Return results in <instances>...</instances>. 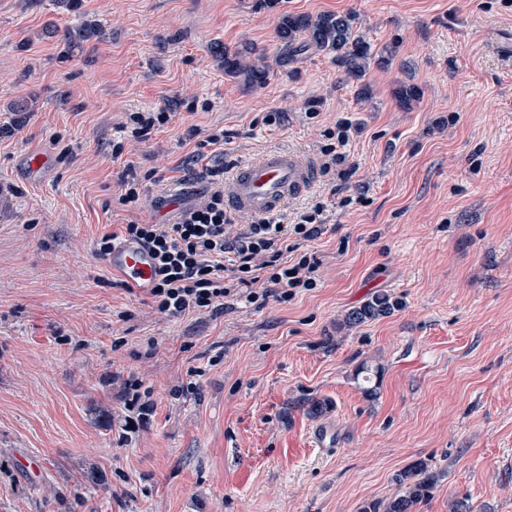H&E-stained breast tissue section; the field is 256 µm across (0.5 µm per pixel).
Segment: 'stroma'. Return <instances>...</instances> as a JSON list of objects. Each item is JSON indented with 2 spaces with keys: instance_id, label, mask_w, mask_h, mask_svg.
Returning a JSON list of instances; mask_svg holds the SVG:
<instances>
[{
  "instance_id": "1",
  "label": "stroma",
  "mask_w": 512,
  "mask_h": 512,
  "mask_svg": "<svg viewBox=\"0 0 512 512\" xmlns=\"http://www.w3.org/2000/svg\"><path fill=\"white\" fill-rule=\"evenodd\" d=\"M68 2L0 0V512H361L418 461L441 475L420 512H512V0ZM325 12L396 47L389 67L358 81L331 52L284 58L282 16ZM87 19L97 37L64 41ZM238 52L270 64L263 84L225 74ZM188 95L212 110L184 111ZM165 104L181 120L132 157L164 187L124 207L114 125ZM340 118L358 170L313 192L361 202L304 244L319 288L172 320L114 285L97 239L176 222L159 191L185 207L209 188L186 126L224 127L209 162L230 170L318 155ZM40 154L52 165L31 174ZM379 293L398 308L348 325ZM116 373L154 391L133 433Z\"/></svg>"
}]
</instances>
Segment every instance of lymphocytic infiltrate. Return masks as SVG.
<instances>
[{
  "mask_svg": "<svg viewBox=\"0 0 512 512\" xmlns=\"http://www.w3.org/2000/svg\"><path fill=\"white\" fill-rule=\"evenodd\" d=\"M176 119L162 106L147 112H128L117 124L126 142L113 145V157H121L126 144L145 140L152 131ZM355 131L342 119L326 128L321 147V176L335 185L352 176L347 147ZM210 190L181 211L173 224H143L129 221L121 234H106L97 241V253L106 256L119 239L143 242L157 260V278L150 295L158 313L171 319L214 312L245 302L284 304L298 292L318 287L319 262L303 251V242L313 240L325 222L326 204L316 199L307 205L283 210L248 224L236 225L224 207V169L206 168ZM119 398L125 410L124 425L143 427L155 402L151 388L135 378L121 380Z\"/></svg>",
  "mask_w": 512,
  "mask_h": 512,
  "instance_id": "obj_1",
  "label": "lymphocytic infiltrate"
}]
</instances>
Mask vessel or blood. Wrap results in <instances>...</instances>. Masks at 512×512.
Listing matches in <instances>:
<instances>
[{
	"instance_id": "1",
	"label": "vessel or blood",
	"mask_w": 512,
	"mask_h": 512,
	"mask_svg": "<svg viewBox=\"0 0 512 512\" xmlns=\"http://www.w3.org/2000/svg\"><path fill=\"white\" fill-rule=\"evenodd\" d=\"M318 168L314 158L298 150H269L235 167L224 180V202L236 212L262 216L280 210L315 185ZM113 274L130 287L152 288L155 261L150 249L136 240L117 246L105 258Z\"/></svg>"
}]
</instances>
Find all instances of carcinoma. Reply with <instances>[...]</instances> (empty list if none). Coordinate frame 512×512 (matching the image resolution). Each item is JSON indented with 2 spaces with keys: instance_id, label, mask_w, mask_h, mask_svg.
<instances>
[{
  "instance_id": "cac0c4a2",
  "label": "carcinoma",
  "mask_w": 512,
  "mask_h": 512,
  "mask_svg": "<svg viewBox=\"0 0 512 512\" xmlns=\"http://www.w3.org/2000/svg\"><path fill=\"white\" fill-rule=\"evenodd\" d=\"M279 37L284 43V53L297 51L298 46H313L321 51H331L346 67L348 75L356 80L364 77L372 59L387 67L391 64L395 50L387 47L374 56L371 45L354 28L351 17L337 13H323L316 18L285 15L279 26ZM226 71L246 73L250 82H262L266 71L251 63L224 58ZM394 302L380 294L347 317L350 325L361 324L369 319L391 313ZM439 480V473L419 461L396 474L394 481L399 492L386 502H371L362 512H416L419 504L426 501Z\"/></svg>"
}]
</instances>
